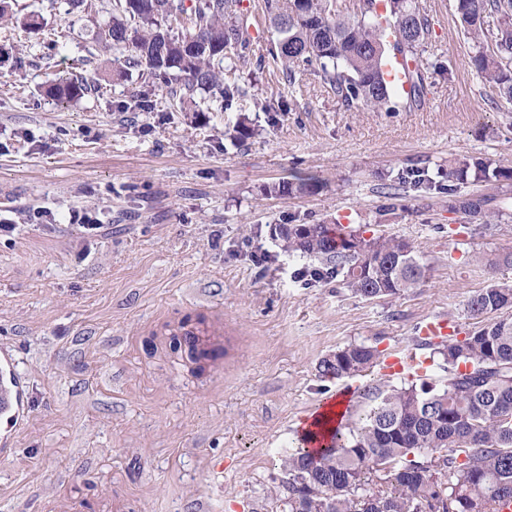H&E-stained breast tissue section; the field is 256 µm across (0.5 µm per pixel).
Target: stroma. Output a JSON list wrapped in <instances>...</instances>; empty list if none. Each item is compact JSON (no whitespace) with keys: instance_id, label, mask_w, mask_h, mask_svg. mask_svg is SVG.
Listing matches in <instances>:
<instances>
[{"instance_id":"obj_1","label":"stroma","mask_w":512,"mask_h":512,"mask_svg":"<svg viewBox=\"0 0 512 512\" xmlns=\"http://www.w3.org/2000/svg\"><path fill=\"white\" fill-rule=\"evenodd\" d=\"M18 2L47 25L0 28V215L16 222L0 232V348L28 385L27 423L0 453V512H280L266 492L302 420L347 391L349 415L372 404V376L321 380L322 357L350 343L412 348L436 316L464 337L484 324L469 298L512 285V266L474 260L512 249V197L502 223L479 228L449 213L447 195L409 188L376 221L380 187L405 167L463 156L512 167V104L472 65L454 0H419L431 92L411 112L346 107L312 74L289 87L266 59L277 33L263 0L244 25L266 64L242 69L247 94L230 111L201 91L195 112L162 94L134 112L140 78L113 80L112 49L96 38L102 0ZM72 74L95 91L42 94ZM242 119L256 133L240 144L230 135ZM296 174L328 186L264 194ZM74 210L97 212L102 229L68 223ZM336 220L411 243L427 282L375 301L336 278L297 282L302 262L271 227ZM184 324L220 357L173 352Z\"/></svg>"}]
</instances>
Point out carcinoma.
Segmentation results:
<instances>
[{
  "instance_id": "carcinoma-1",
  "label": "carcinoma",
  "mask_w": 512,
  "mask_h": 512,
  "mask_svg": "<svg viewBox=\"0 0 512 512\" xmlns=\"http://www.w3.org/2000/svg\"><path fill=\"white\" fill-rule=\"evenodd\" d=\"M241 0H110L109 19L99 33L112 46L117 76L139 71L147 89L135 107L152 112L149 89L182 105L195 93H209L223 112L245 89L226 77L250 64L243 36ZM278 33L269 54L288 85L306 73L320 77L345 106L376 112L420 107L429 93L420 69L422 47L431 32L418 0H264ZM464 32L478 47L472 57L482 78L512 103V0H455ZM498 16L494 29L485 17ZM19 21L41 28L35 14L18 17L0 0V23ZM406 69L408 89L400 95L387 80L386 66ZM84 76L56 77L48 93L61 101L92 91ZM512 181V167L485 157L448 161L437 180L421 168L405 169L397 183L383 187L386 203L378 221L398 209L399 189L443 190L459 196L457 185L475 186L476 200L463 208L469 223L495 224L505 212L494 202L505 195L499 184ZM326 187L317 176L274 184L275 195H312ZM271 238L281 252L309 261L300 275L327 274L365 300L388 299L421 287L427 266L408 243L391 236L373 239V255L362 233L332 224H277ZM477 260L495 268L512 266V250L485 253ZM512 286L491 284L467 303L472 316L487 323L462 339L425 342L430 362L445 376L438 385L377 384L368 388L374 405L362 417L340 424L323 448L307 441L288 450L282 477L269 490L281 512H496L512 499ZM380 357L377 348L348 344L317 366L324 380L364 376Z\"/></svg>"
}]
</instances>
